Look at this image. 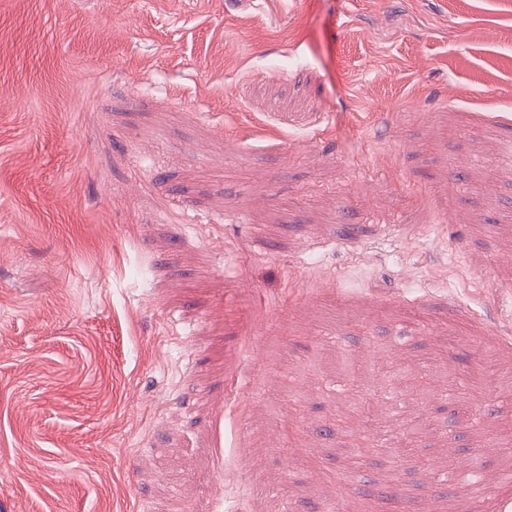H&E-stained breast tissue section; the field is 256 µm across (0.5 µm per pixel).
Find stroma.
<instances>
[{
    "instance_id": "35a3bbf8",
    "label": "stroma",
    "mask_w": 512,
    "mask_h": 512,
    "mask_svg": "<svg viewBox=\"0 0 512 512\" xmlns=\"http://www.w3.org/2000/svg\"><path fill=\"white\" fill-rule=\"evenodd\" d=\"M508 142L512 0H0V512H452L336 364L512 365ZM378 435V430L372 429L366 435L356 440L352 445L353 453L350 457L353 465H359L365 459L378 454L380 451L378 441L376 440Z\"/></svg>"
}]
</instances>
